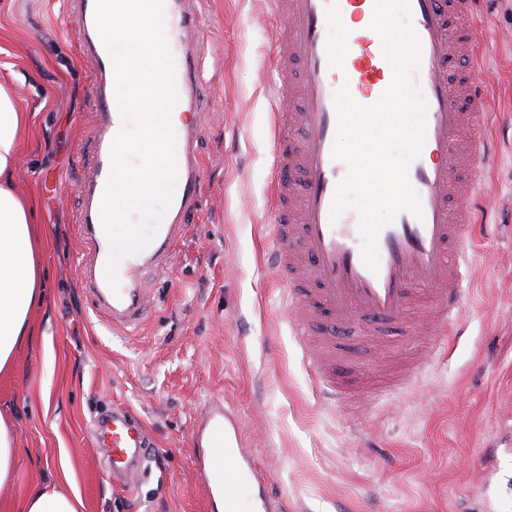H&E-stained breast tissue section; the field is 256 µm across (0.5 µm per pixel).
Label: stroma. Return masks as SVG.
I'll return each instance as SVG.
<instances>
[{
  "instance_id": "35a3bbf8",
  "label": "stroma",
  "mask_w": 512,
  "mask_h": 512,
  "mask_svg": "<svg viewBox=\"0 0 512 512\" xmlns=\"http://www.w3.org/2000/svg\"><path fill=\"white\" fill-rule=\"evenodd\" d=\"M61 0H0V82L29 114L15 182L45 231L46 306L10 372L0 373V418L18 456L0 503L19 501L65 450L81 512H207L192 430L208 401L238 414L244 439L285 512H490L512 503V0L485 7L474 35L486 86L483 135L497 144L479 199L489 231L476 239L462 305L446 344L418 329L430 363L418 382L373 409L326 404L288 323L268 259L266 187L271 36L266 0H206L208 51L200 140L203 199L153 282L154 310L127 335L91 311L78 258L74 175L90 152L92 64L63 30ZM360 364L352 387L400 365L344 333ZM120 405L143 421L156 455L137 489L123 488L91 428Z\"/></svg>"
}]
</instances>
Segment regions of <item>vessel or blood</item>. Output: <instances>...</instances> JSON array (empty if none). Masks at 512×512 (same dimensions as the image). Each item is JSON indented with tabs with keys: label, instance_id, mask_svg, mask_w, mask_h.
Masks as SVG:
<instances>
[{
	"label": "vessel or blood",
	"instance_id": "obj_1",
	"mask_svg": "<svg viewBox=\"0 0 512 512\" xmlns=\"http://www.w3.org/2000/svg\"><path fill=\"white\" fill-rule=\"evenodd\" d=\"M68 33L92 62L90 100L93 145L83 160L88 175L76 214L86 243L80 273L92 305L125 334L152 311L150 280L166 277L173 246L182 239L202 196V163L197 140L206 114L201 107L199 66L205 53L201 0H163L164 30L175 61L177 101L187 113L176 135L183 157L179 188L151 247L128 256L111 288L105 269L109 243L98 201L111 169V144L122 127L110 54L95 23V0H70ZM479 0H410L411 22L422 44L417 84L427 103L425 142L411 164L409 182L422 214L399 213L377 238L378 267L363 255L357 211L331 219L344 162L332 155L337 128L333 97L348 87L359 104H375L393 71L370 23L374 0H268L280 25L274 34V94L271 112L272 164L268 184L269 246L273 264L288 290V311L301 336L308 364L327 401L357 411L379 392L355 397L336 373V330L363 323L375 337L380 326L405 325L418 286L432 291L437 335L452 333L462 306V271L472 261L467 230L481 184L480 166L494 148L478 131L485 86L465 64L464 46L473 42L472 21ZM363 26L345 50L329 41V26L347 19ZM92 439L103 448L113 474L140 476L152 459L143 424L128 409L99 417ZM192 464L204 479L208 512H280L262 470L247 454L237 414L223 401L209 402L193 429Z\"/></svg>",
	"mask_w": 512,
	"mask_h": 512
}]
</instances>
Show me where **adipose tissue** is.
<instances>
[{
    "label": "adipose tissue",
    "mask_w": 512,
    "mask_h": 512,
    "mask_svg": "<svg viewBox=\"0 0 512 512\" xmlns=\"http://www.w3.org/2000/svg\"><path fill=\"white\" fill-rule=\"evenodd\" d=\"M26 122L11 88L0 83V372L12 369L32 334L30 313L45 303L38 222L12 179ZM53 465L56 479L35 485L7 512H79L81 499L66 453Z\"/></svg>",
    "instance_id": "obj_1"
}]
</instances>
